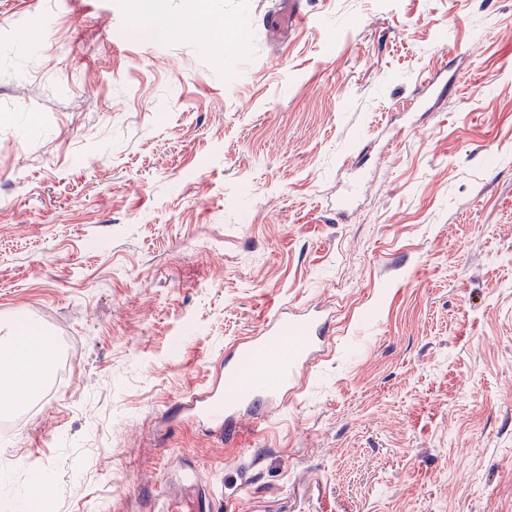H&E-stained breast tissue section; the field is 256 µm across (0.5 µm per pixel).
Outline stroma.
Wrapping results in <instances>:
<instances>
[{"label": "stroma", "mask_w": 512, "mask_h": 512, "mask_svg": "<svg viewBox=\"0 0 512 512\" xmlns=\"http://www.w3.org/2000/svg\"><path fill=\"white\" fill-rule=\"evenodd\" d=\"M0 0V325L65 343L0 512H512V0ZM446 94L421 111L417 91ZM333 340L268 428L175 422L279 307ZM137 12L141 17H147L151 20V26L148 28L150 32L159 36H166L172 30L188 34L192 29L193 21L182 20L173 21L165 18L162 11L161 0H139ZM280 4L282 9L276 20V25L285 36L288 31L304 22L306 13L302 8V1L300 0H281ZM218 497L213 488L195 476L185 475L176 483L163 487L162 512H216Z\"/></svg>", "instance_id": "35a3bbf8"}]
</instances>
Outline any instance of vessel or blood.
<instances>
[{
    "label": "vessel or blood",
    "instance_id": "obj_1",
    "mask_svg": "<svg viewBox=\"0 0 512 512\" xmlns=\"http://www.w3.org/2000/svg\"><path fill=\"white\" fill-rule=\"evenodd\" d=\"M276 21L288 32L304 22L301 0H281ZM331 324L321 310L299 315L279 309L253 335L236 340L224 355V371L206 389L186 392L175 413L186 421H204L217 433L234 435L242 416L263 427L269 408L301 392V374L329 348ZM213 488L187 475L164 486L161 512H217Z\"/></svg>",
    "mask_w": 512,
    "mask_h": 512
}]
</instances>
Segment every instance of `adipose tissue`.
Here are the masks:
<instances>
[{"label": "adipose tissue", "mask_w": 512, "mask_h": 512, "mask_svg": "<svg viewBox=\"0 0 512 512\" xmlns=\"http://www.w3.org/2000/svg\"><path fill=\"white\" fill-rule=\"evenodd\" d=\"M51 363L50 346L39 328L8 326L7 342L0 346V407L29 401L46 380Z\"/></svg>", "instance_id": "ef3b65f1"}]
</instances>
